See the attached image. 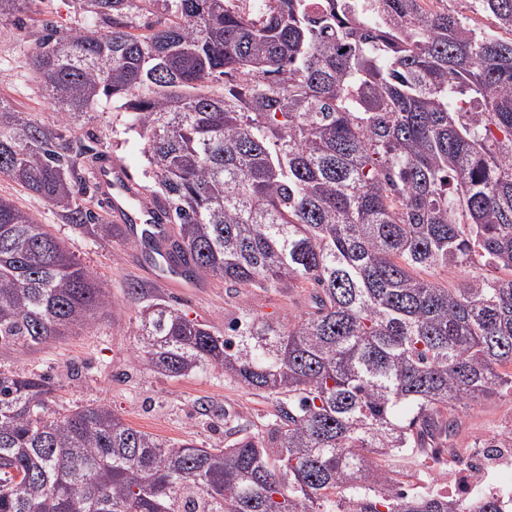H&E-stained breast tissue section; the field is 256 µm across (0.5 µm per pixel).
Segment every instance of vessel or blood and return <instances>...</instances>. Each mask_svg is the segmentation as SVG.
<instances>
[{"label": "vessel or blood", "instance_id": "obj_1", "mask_svg": "<svg viewBox=\"0 0 512 512\" xmlns=\"http://www.w3.org/2000/svg\"><path fill=\"white\" fill-rule=\"evenodd\" d=\"M93 177L115 223L133 225L135 229L149 233L158 243L167 244L169 226L162 213L161 203L141 196L125 164L111 156H102L96 164ZM151 274L167 286L188 288L192 285L191 280L180 274L174 262L162 257L153 263Z\"/></svg>", "mask_w": 512, "mask_h": 512}]
</instances>
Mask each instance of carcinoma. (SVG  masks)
<instances>
[{
    "label": "carcinoma",
    "instance_id": "cac0c4a2",
    "mask_svg": "<svg viewBox=\"0 0 512 512\" xmlns=\"http://www.w3.org/2000/svg\"><path fill=\"white\" fill-rule=\"evenodd\" d=\"M36 2L0 0V18ZM78 2L87 27L49 30L33 59L62 124L0 97V179L80 231L121 232L79 203L92 149L67 135L110 102L190 271L306 283L311 312H246L221 335L166 300L145 307L150 367L221 370L272 400L266 434L223 448L164 442L105 405L49 414V377L0 372V512H505L411 494L371 455L414 453L456 432L442 410L512 389V278L418 275L512 272V0H470L496 32L425 0ZM110 305L0 196V347L38 348ZM469 275H485V276H505L506 274L502 271L494 270L489 267H483L479 264H476L473 268H467L464 271L463 268L459 267H448L447 269H437V270H425L420 271L418 274L425 279L437 282L441 287L452 288L457 285V283L462 280L466 274Z\"/></svg>",
    "mask_w": 512,
    "mask_h": 512
}]
</instances>
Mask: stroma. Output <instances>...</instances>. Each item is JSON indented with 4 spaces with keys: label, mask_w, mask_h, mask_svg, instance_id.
<instances>
[{
    "label": "stroma",
    "mask_w": 512,
    "mask_h": 512,
    "mask_svg": "<svg viewBox=\"0 0 512 512\" xmlns=\"http://www.w3.org/2000/svg\"><path fill=\"white\" fill-rule=\"evenodd\" d=\"M86 14L75 0H39L34 11L16 27L0 22V97L29 112L46 127H56L59 113L45 100L42 82L32 68V57L45 34V24L69 32L86 25ZM77 135L97 154L123 161L143 190L154 186L146 170L142 141L130 128L128 113L104 104ZM0 195L34 215L78 260L90 268L106 288L111 305L103 314L71 334L39 349L0 348V371L48 375L53 390L50 412L65 414L89 405H108L129 426L169 442L189 440L203 448H221L236 437L242 421L252 430L265 431L271 401L236 383L217 370L185 377H168L151 369L142 358L143 339L136 324L143 308L165 299L188 318L223 330L242 311L259 317L291 319L309 310L305 288H231L223 280L207 278L199 287L169 288L148 272L137 243L113 237L105 241L67 224L62 211L19 185L0 180ZM139 281L144 295L128 294L129 280ZM460 424L456 446L470 444L479 435H494L512 424V392L456 409Z\"/></svg>",
    "instance_id": "stroma-1"
}]
</instances>
